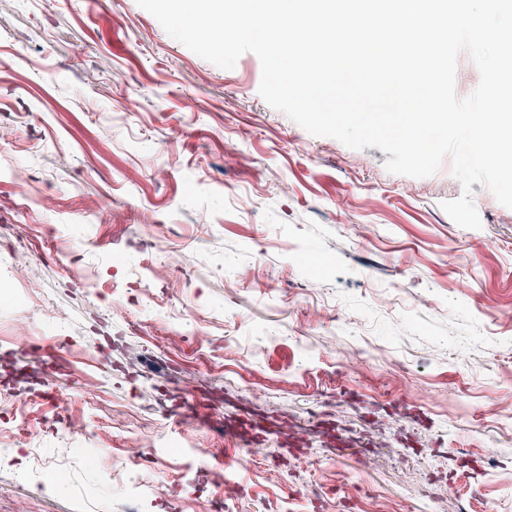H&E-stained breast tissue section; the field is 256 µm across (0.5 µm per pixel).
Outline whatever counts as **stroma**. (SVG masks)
<instances>
[{
	"instance_id": "obj_1",
	"label": "stroma",
	"mask_w": 512,
	"mask_h": 512,
	"mask_svg": "<svg viewBox=\"0 0 512 512\" xmlns=\"http://www.w3.org/2000/svg\"><path fill=\"white\" fill-rule=\"evenodd\" d=\"M260 81L137 0H0V512H512V208L476 183L458 226L450 161L390 173Z\"/></svg>"
}]
</instances>
